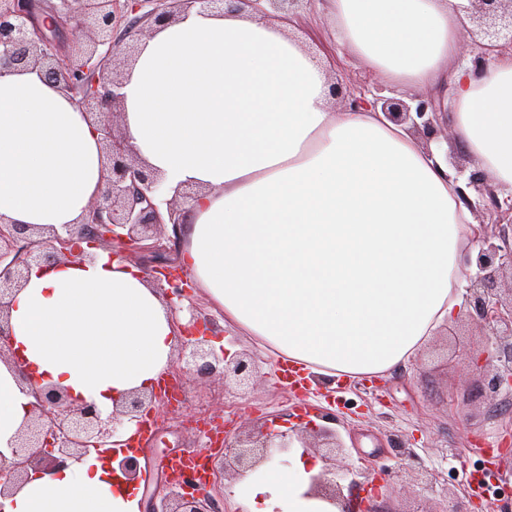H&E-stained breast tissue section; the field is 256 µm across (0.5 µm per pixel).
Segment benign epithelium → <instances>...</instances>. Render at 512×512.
Returning a JSON list of instances; mask_svg holds the SVG:
<instances>
[{
  "label": "benign epithelium",
  "instance_id": "7a95c632",
  "mask_svg": "<svg viewBox=\"0 0 512 512\" xmlns=\"http://www.w3.org/2000/svg\"><path fill=\"white\" fill-rule=\"evenodd\" d=\"M296 0H57L45 6L42 0H0V72L37 69L52 83L70 94L72 103L103 132L101 149L105 162V187L91 203L82 223L38 227L0 222V361L12 358L8 314L11 302L28 277L32 266H51L63 259L93 258L82 243L96 248L112 247V254L129 260L137 253L148 254L160 264L170 294L182 296L191 287L184 271L166 257V247L153 230L172 225L173 236L181 234L184 211L177 197L193 200L196 193L176 192L172 198L162 179L138 157L118 127L122 87L126 72L143 30L153 31L181 21L195 4L211 9L219 4L236 12L250 9L264 16L289 18ZM471 20L478 36L512 49V0H472ZM332 95L356 112L368 105L381 107L395 123H407L411 131L431 142L439 138L437 105L432 97L411 107L400 99L376 97L367 101L339 82ZM468 186L488 200L497 212L496 230L476 237L477 253L466 252L463 264L475 268L468 274L465 299L470 324L500 339L497 355L472 353L479 393L496 397L512 392V296L504 299L498 285L504 274L512 275V203L502 207L495 189L485 178H472ZM180 375H217L224 383L241 384L254 374L245 354H230L197 341L177 349ZM29 418L9 452L0 451L1 500L11 488L28 478L29 470L52 469L68 460L92 453L106 455L127 476L139 478L137 456L119 453L123 418L139 420L158 409L164 395L157 390L132 393L124 405L104 420L92 403L74 404L54 386L31 389ZM326 425L309 430V437H297L301 446L325 448V462L343 452L344 444L332 424L336 418L325 414ZM288 433L262 425L247 431H226L224 439L210 449V477L199 485L191 472L170 468L165 459L164 479L145 487L141 512H219L218 481L226 473L253 470L274 455L290 452ZM327 468L314 478L312 490L336 501L342 486Z\"/></svg>",
  "mask_w": 512,
  "mask_h": 512
}]
</instances>
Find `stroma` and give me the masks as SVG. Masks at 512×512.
I'll return each mask as SVG.
<instances>
[{
	"instance_id": "stroma-1",
	"label": "stroma",
	"mask_w": 512,
	"mask_h": 512,
	"mask_svg": "<svg viewBox=\"0 0 512 512\" xmlns=\"http://www.w3.org/2000/svg\"><path fill=\"white\" fill-rule=\"evenodd\" d=\"M323 0H301L294 11L295 34L309 50L323 53L327 73L362 94L385 87L354 64L334 39ZM177 321L203 333L216 348L247 354L256 368L249 385H224L219 378L189 375L180 403L160 410L154 440L145 452L151 477L174 452L207 449L195 422L247 427L256 422L285 430L306 411L336 415L345 450L338 464L352 473L350 498L379 481L382 512H512V396L477 394L466 371L472 345L481 343L461 319H453L415 357L389 372L347 385L316 379L306 388L283 385L278 352L225 321L202 288L173 299Z\"/></svg>"
}]
</instances>
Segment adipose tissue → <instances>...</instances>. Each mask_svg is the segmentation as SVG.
Segmentation results:
<instances>
[{
    "mask_svg": "<svg viewBox=\"0 0 512 512\" xmlns=\"http://www.w3.org/2000/svg\"><path fill=\"white\" fill-rule=\"evenodd\" d=\"M336 38L391 87L451 85L456 141L512 196V51L475 70L459 51L471 0H326ZM123 127L169 188L201 186L185 268L224 318L323 377L407 361L461 310L460 250L477 229L441 151L378 109L336 110L322 58L287 22L190 11L139 45ZM102 134L38 70L0 73V220L80 223L104 188ZM30 383L0 362V448L27 417L31 385L102 415L169 368L176 322L132 263L33 268L10 309ZM321 468L295 453L237 483L244 512H341L312 495ZM140 489L90 456L33 471L5 512H140Z\"/></svg>",
    "mask_w": 512,
    "mask_h": 512,
    "instance_id": "obj_1",
    "label": "adipose tissue"
}]
</instances>
